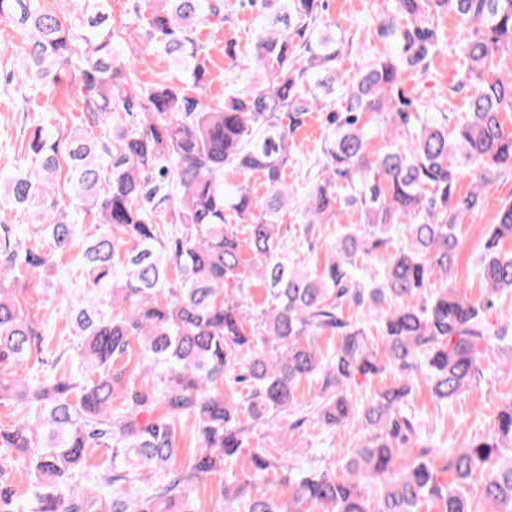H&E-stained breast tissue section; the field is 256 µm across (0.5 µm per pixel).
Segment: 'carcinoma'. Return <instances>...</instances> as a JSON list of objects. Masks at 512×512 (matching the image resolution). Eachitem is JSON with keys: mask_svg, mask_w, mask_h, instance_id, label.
<instances>
[{"mask_svg": "<svg viewBox=\"0 0 512 512\" xmlns=\"http://www.w3.org/2000/svg\"><path fill=\"white\" fill-rule=\"evenodd\" d=\"M0 0V22L25 40L21 82L49 95L66 79L80 123L53 124L24 95L32 132L26 165L0 177V200L23 235L0 225V405L20 407L0 425V512H198L189 485L223 474L245 455L253 474L271 467L273 449L252 443L250 427H296L305 377L321 379L311 413L333 432L370 431L344 474L303 470L276 488L249 493L251 480L220 487L214 512H367L361 483L380 485L379 512H414L423 498L442 512H512V404L492 434L458 449H415L418 430L402 414L425 382L448 402L482 372L477 342L494 307L512 325V203L502 204L480 259L483 299L448 284L458 248L456 226L484 205L488 174L512 169V0H395L366 40L384 51L353 78L341 60L345 38L322 20V0H250L261 30L250 92L205 99L210 72L199 30L224 21L227 0H132L137 27L108 24V0ZM456 17L454 55L468 64L452 92L469 112L448 128L435 100L405 95L406 79L426 76L448 44L432 28L438 13ZM163 54L184 85L146 84L138 64ZM341 91L343 111L328 112L331 135L305 193L303 233L312 239L336 215V189L362 222L347 225L312 271L280 237L288 208L284 173L296 132ZM384 139L377 150L372 141ZM478 177L455 192L461 168ZM257 172L265 192L224 175ZM100 233L81 243L80 272L94 293L68 312L76 351L48 343L6 283L48 282L75 239L81 215ZM170 222H157L158 215ZM382 282L356 275L369 249L390 242ZM441 286H436V282ZM266 298L254 309L251 291ZM368 313L381 338L344 321L345 306ZM340 337L325 357L316 337ZM78 362L81 376L67 370ZM389 371L392 385L357 404L359 375ZM235 396H226L222 387ZM194 420L197 448L189 472L170 470L180 452L177 426ZM94 448L112 449V468L93 482L80 470ZM18 453L35 478L31 501L18 499L10 474ZM448 459L454 483L438 479L433 455ZM163 473L148 495L121 489ZM479 489L478 498L469 488Z\"/></svg>", "mask_w": 512, "mask_h": 512, "instance_id": "obj_1", "label": "carcinoma"}]
</instances>
